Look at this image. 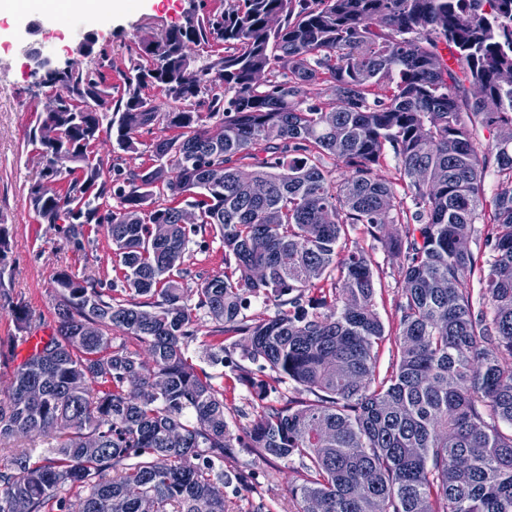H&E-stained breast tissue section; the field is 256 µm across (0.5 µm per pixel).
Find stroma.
<instances>
[{"mask_svg": "<svg viewBox=\"0 0 512 512\" xmlns=\"http://www.w3.org/2000/svg\"><path fill=\"white\" fill-rule=\"evenodd\" d=\"M191 6L192 0H128L125 8L111 13L95 15L83 11L79 17L82 27L94 33L97 47L108 48L112 61L109 81L119 90L124 85L129 57L139 42L160 37L169 28L182 24ZM31 20L28 13L0 19V227L9 240L12 270L0 284L14 299L26 304L32 335L45 337L52 335L56 326L53 279L57 272L66 270L107 282L115 277V258L106 232L88 233L78 241L70 239L64 225L41 221L29 205L28 191L39 180L43 163L28 145L27 136L37 114L46 108V99L35 83L24 52ZM165 134L160 124L140 130L134 153L117 149L103 135L95 151L106 163L123 170L145 167L151 163L154 143ZM347 244L363 248L374 261L375 308L389 334L383 348L391 350L400 320V259L384 250L360 224L349 227ZM17 334L12 315L0 310V399L6 398L13 370L28 352L27 345L13 346ZM224 393L227 416L234 423V431H241L251 422L255 398L230 373L224 376ZM229 464L249 474L251 484L240 493L226 492V512H255L259 507L264 512H295L289 489L300 479L297 464L261 456L247 448L236 449Z\"/></svg>", "mask_w": 512, "mask_h": 512, "instance_id": "stroma-1", "label": "stroma"}]
</instances>
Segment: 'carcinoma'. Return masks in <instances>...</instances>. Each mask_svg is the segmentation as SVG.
<instances>
[{"label": "carcinoma", "instance_id": "cac0c4a2", "mask_svg": "<svg viewBox=\"0 0 512 512\" xmlns=\"http://www.w3.org/2000/svg\"><path fill=\"white\" fill-rule=\"evenodd\" d=\"M192 45L224 53L198 65ZM101 68L46 82L65 95L40 116L57 138L29 142L56 176L29 203L73 238L106 227L122 288L57 274L55 332L0 401V444L51 428L57 445L12 454L0 512H71L73 498L78 512H140L142 497L153 512H225L224 489L249 484L224 469L236 448L298 461L297 512H512V85L499 81L512 0H225L137 54L115 101ZM320 83L330 99L307 100ZM154 86L182 106L158 111ZM160 120L173 135L154 143L157 164L103 180L100 134L135 153ZM389 150L393 179L378 174ZM490 173L510 186L488 200ZM183 202L199 223H179ZM351 224L400 258L383 371L371 257L338 250ZM203 231L224 271L190 294ZM257 302L275 313H249ZM3 308L30 329L7 293ZM199 311L219 323L200 357ZM114 329L148 359L112 346ZM228 340L256 366H232L260 408L244 438L197 365H224ZM274 382L310 398L277 406Z\"/></svg>", "mask_w": 512, "mask_h": 512}]
</instances>
